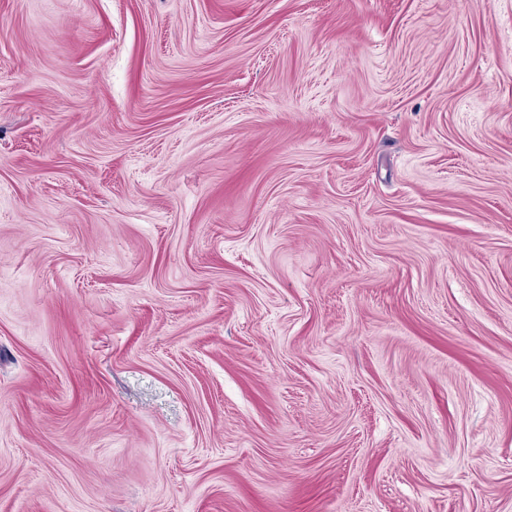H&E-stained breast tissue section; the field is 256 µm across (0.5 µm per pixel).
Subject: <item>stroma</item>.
Segmentation results:
<instances>
[{
    "instance_id": "obj_1",
    "label": "stroma",
    "mask_w": 512,
    "mask_h": 512,
    "mask_svg": "<svg viewBox=\"0 0 512 512\" xmlns=\"http://www.w3.org/2000/svg\"><path fill=\"white\" fill-rule=\"evenodd\" d=\"M0 512H512V0H0Z\"/></svg>"
}]
</instances>
